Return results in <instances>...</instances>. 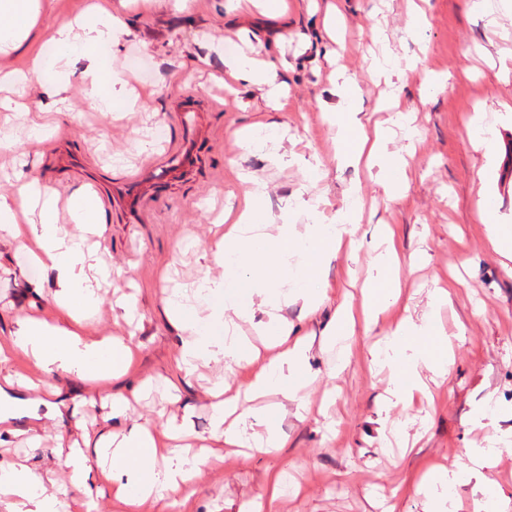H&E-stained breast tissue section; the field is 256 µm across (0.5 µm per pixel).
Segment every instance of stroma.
<instances>
[{"label": "stroma", "mask_w": 512, "mask_h": 512, "mask_svg": "<svg viewBox=\"0 0 512 512\" xmlns=\"http://www.w3.org/2000/svg\"><path fill=\"white\" fill-rule=\"evenodd\" d=\"M91 2L44 0L25 50L0 59L24 70L32 55L43 54L45 65L31 78L30 99L60 127L45 142L31 137L24 124L10 130L11 148L0 151V196L15 195L31 176L61 195L83 188L88 177L100 178L105 226L88 246L93 259L110 264L114 275L81 333L130 335L134 362L110 390L127 396L142 390L129 411L131 419L159 428L190 406L194 431L204 435L209 431L207 391L218 384L237 390L246 382L247 370L232 374L220 363L180 379L174 364L179 338L163 300L200 276L212 223L230 196L244 193L247 177L265 183L264 204L275 215L303 185L309 196L323 197L320 210L330 218L342 207L344 190L356 188L368 205L359 236L370 238L381 225H393L397 250L416 258L413 270L403 273L400 302L372 336L352 340L351 364L341 372L336 369L339 347L327 342L325 328L343 294L360 296L371 273V255L361 250L332 262L324 272L329 300L316 315H306L298 305L282 311L313 342L311 373L303 380L308 404L303 419L285 409L277 392L243 403L277 422L284 448L205 465L188 501L167 499L142 512H252V501L281 472L290 490L279 512H424V475L442 468L460 471L467 449L482 445L485 432L472 426L471 417L486 397L497 403L499 428H512V271L488 248L479 217L490 200L498 223L512 225V14L474 13L468 0H426L428 23L417 32L409 25L407 0H336L346 29L334 39L324 27L327 0H318L315 9L309 0H288L278 14L266 12L261 0L246 11L234 0H155L147 13L139 0H111L127 32L98 52L140 99L113 103L107 112L87 96L80 67L61 78L48 54L54 31ZM228 33L235 34L237 45L225 43ZM383 45L397 69L390 78L374 76L370 68L373 53ZM239 56L280 68L288 84L281 109L268 105L266 88L240 82L230 90L215 79L223 58ZM339 65L360 87L358 104L373 120L390 123V113L380 105L393 96L420 132L416 149H409L400 132L388 145L409 162L408 188L400 198L388 199L375 174L338 167L333 158L334 132L322 112L337 102ZM433 73L450 75V84L424 94L425 78ZM190 102L205 107L195 175L149 199L138 223H129L112 207L113 178L140 162L160 160L165 146H176L177 113ZM477 113L485 117L484 128L469 125ZM257 121L275 124L288 163L269 164L237 141L236 130ZM488 136L496 140L490 159L482 145ZM66 154L82 155L83 166H62ZM453 275L461 283L439 319L451 333L458 323L466 325L456 342L454 367L433 384L431 407L392 405L388 379L371 369L369 350L393 322L420 315L437 282ZM134 290L143 327L133 332L114 300ZM54 292L52 281L24 255L0 247V339L30 313L66 325ZM19 373L32 376L36 370L21 356L0 371V387L16 411L0 422L6 436L0 460L35 467L47 480L66 479L54 452L57 435L80 438L82 430L103 426L106 410L84 382L54 374L48 381L60 390V416L48 417L43 408L26 416L30 401L24 390L4 381ZM34 432L41 437L36 448L28 441ZM486 475L495 482L491 495L501 501L503 512H512V439L498 445Z\"/></svg>", "instance_id": "1"}]
</instances>
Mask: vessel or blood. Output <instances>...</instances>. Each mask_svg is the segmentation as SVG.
Returning <instances> with one entry per match:
<instances>
[{"mask_svg": "<svg viewBox=\"0 0 512 512\" xmlns=\"http://www.w3.org/2000/svg\"><path fill=\"white\" fill-rule=\"evenodd\" d=\"M182 137L176 150L157 164H149L135 175H127L112 185L114 205L129 215H137L147 194H160L175 178L190 174L198 164V127L196 110L192 106L181 109Z\"/></svg>", "mask_w": 512, "mask_h": 512, "instance_id": "1", "label": "vessel or blood"}]
</instances>
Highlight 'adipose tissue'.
Instances as JSON below:
<instances>
[{
  "instance_id": "ef3b65f1",
  "label": "adipose tissue",
  "mask_w": 512,
  "mask_h": 512,
  "mask_svg": "<svg viewBox=\"0 0 512 512\" xmlns=\"http://www.w3.org/2000/svg\"><path fill=\"white\" fill-rule=\"evenodd\" d=\"M40 13L38 0H0V15L12 24L0 29V46L20 49L28 39ZM125 30L121 18L110 7L96 13L78 27H62L55 33L59 48L56 65L69 73L71 65L85 61L82 72L85 90L101 107L111 108L125 92L121 78L100 60L98 45L116 41ZM338 102L323 116L336 129L335 158L338 164L365 163L374 170L388 198L399 197L407 186L406 164L388 149V133L372 125L368 113L356 106L357 85L345 72H338ZM265 185L253 180L250 189L224 211L206 259L207 270L190 291L167 299L165 315L181 334L176 366L182 377H191L209 362L233 368L253 361L252 354L235 332L237 320L262 315L273 332L275 350L269 362L253 373L250 389L261 395L278 389L289 401L298 398V383L306 374L312 346L295 335L284 321L283 307L298 304L315 314L328 299L319 282L323 272L336 260L346 243L352 242L361 221L364 204L356 190L346 193V203L331 223L318 221L319 199L297 190L299 204L307 213V224L288 222L273 225L262 220ZM70 227L56 217L57 195L38 179L26 180L17 198L0 199V243L29 254L34 264L51 275L58 309L71 322L62 327L46 320L25 316L18 328L0 341V366L9 365L15 354L28 357L44 375L61 373L85 382L106 383L121 376L132 349L122 338L81 336L77 325L96 314L100 283L112 277L104 265L91 266L86 249L88 235L101 233L104 219L99 201L85 193L71 195ZM39 210L38 223L21 227L20 208ZM251 267L249 300H242L235 283L239 271ZM405 261L393 247L376 250L373 272L360 306L346 302L338 307L327 328L329 340L370 334L389 306L402 296L401 274ZM452 289H435L429 311L421 320L396 322L385 334L382 347L372 362L390 377V394L396 402H411L427 394L428 378H444L454 363L453 342L436 315L451 304ZM129 397L111 396L110 424L94 433L83 434L59 451L69 483L47 492L41 473L25 465L0 467V501L10 512H93L92 500L71 497V488L87 485L92 472L105 473L110 482L114 512H139L146 503H156L171 494L190 492L209 458H222L237 448H275L278 430L265 416L242 413L238 397L228 389L210 394L211 421L207 451L191 454L179 446L189 429V418L166 425L163 433L149 423L129 422Z\"/></svg>"
}]
</instances>
